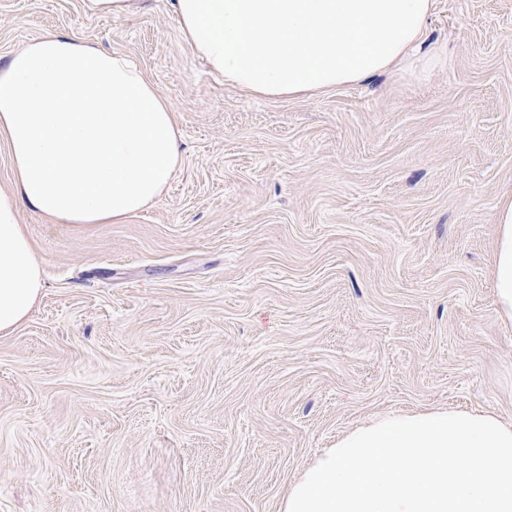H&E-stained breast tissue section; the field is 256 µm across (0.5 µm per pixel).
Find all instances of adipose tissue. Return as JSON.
<instances>
[{"label":"adipose tissue","mask_w":512,"mask_h":512,"mask_svg":"<svg viewBox=\"0 0 512 512\" xmlns=\"http://www.w3.org/2000/svg\"><path fill=\"white\" fill-rule=\"evenodd\" d=\"M433 0H174L181 33L225 84L305 97L409 63ZM0 333L28 318L42 270L19 214L105 224L143 211L182 164L167 100L124 55L48 33L0 64ZM512 325V197L491 268ZM280 512H512V420L427 408L344 433L290 485Z\"/></svg>","instance_id":"adipose-tissue-1"}]
</instances>
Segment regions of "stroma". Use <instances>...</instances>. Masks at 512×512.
Wrapping results in <instances>:
<instances>
[{"instance_id": "obj_1", "label": "stroma", "mask_w": 512, "mask_h": 512, "mask_svg": "<svg viewBox=\"0 0 512 512\" xmlns=\"http://www.w3.org/2000/svg\"><path fill=\"white\" fill-rule=\"evenodd\" d=\"M49 32L129 58L183 163L116 224L21 210L43 288L0 334V512H279L377 415L512 419V0H434L437 63L311 98L225 85L169 0H0L1 63ZM85 9L93 14L124 17L138 7L139 0H83ZM501 321L512 325V197L501 201L497 212V237L491 268Z\"/></svg>"}]
</instances>
